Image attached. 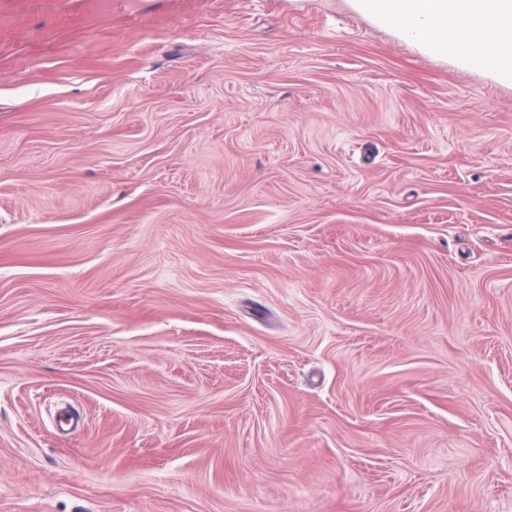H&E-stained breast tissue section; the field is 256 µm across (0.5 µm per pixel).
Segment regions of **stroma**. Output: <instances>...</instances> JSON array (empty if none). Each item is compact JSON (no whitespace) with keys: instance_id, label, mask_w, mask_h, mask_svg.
<instances>
[{"instance_id":"stroma-1","label":"stroma","mask_w":512,"mask_h":512,"mask_svg":"<svg viewBox=\"0 0 512 512\" xmlns=\"http://www.w3.org/2000/svg\"><path fill=\"white\" fill-rule=\"evenodd\" d=\"M0 512H512V86L348 0H0Z\"/></svg>"}]
</instances>
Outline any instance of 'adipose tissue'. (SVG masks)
Masks as SVG:
<instances>
[{
	"label": "adipose tissue",
	"mask_w": 512,
	"mask_h": 512,
	"mask_svg": "<svg viewBox=\"0 0 512 512\" xmlns=\"http://www.w3.org/2000/svg\"><path fill=\"white\" fill-rule=\"evenodd\" d=\"M421 50L512 84V0H350Z\"/></svg>",
	"instance_id": "obj_1"
}]
</instances>
